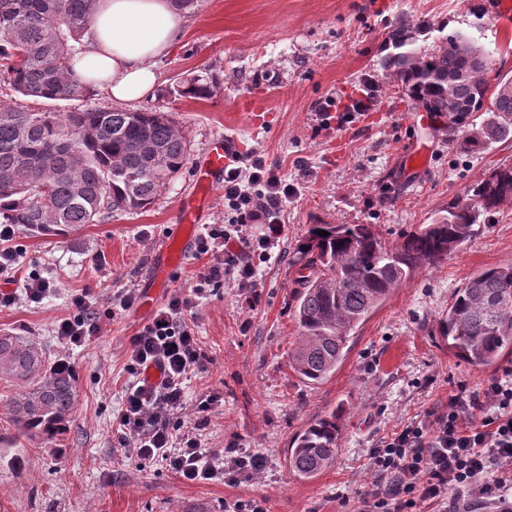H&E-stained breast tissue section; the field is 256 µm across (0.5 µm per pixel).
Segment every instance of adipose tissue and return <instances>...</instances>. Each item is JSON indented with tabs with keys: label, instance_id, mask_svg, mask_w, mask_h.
Masks as SVG:
<instances>
[{
	"label": "adipose tissue",
	"instance_id": "adipose-tissue-1",
	"mask_svg": "<svg viewBox=\"0 0 512 512\" xmlns=\"http://www.w3.org/2000/svg\"><path fill=\"white\" fill-rule=\"evenodd\" d=\"M181 26L173 0H99L91 43L74 67L113 100L138 101L155 88L151 62L171 49Z\"/></svg>",
	"mask_w": 512,
	"mask_h": 512
}]
</instances>
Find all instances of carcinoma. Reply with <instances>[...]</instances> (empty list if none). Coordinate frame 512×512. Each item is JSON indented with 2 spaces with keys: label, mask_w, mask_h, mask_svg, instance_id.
Listing matches in <instances>:
<instances>
[{
  "label": "carcinoma",
  "mask_w": 512,
  "mask_h": 512,
  "mask_svg": "<svg viewBox=\"0 0 512 512\" xmlns=\"http://www.w3.org/2000/svg\"><path fill=\"white\" fill-rule=\"evenodd\" d=\"M97 0H0V79L22 97L79 100L92 84L73 71L82 53ZM388 57L397 84L438 115L471 104L487 118L462 137L460 148L480 153L512 138V89H489L490 56L466 77L448 43ZM171 93L200 99L211 86L199 76L177 82ZM189 142L163 111L90 108L34 111L0 102V224H20L33 236H65L97 224L114 210L148 209L183 170ZM512 202V166L492 171L432 221L401 234L387 247L370 224H312L299 247L293 294L298 341L289 366L308 384L336 374L351 332L422 264L435 265L471 241L479 216ZM324 230L328 235L318 234ZM450 351L473 368H487L512 351V266L474 273L440 319ZM23 387L13 401V424L22 434L54 439L66 431L77 401L70 364L51 361L34 338L0 329V381ZM339 416L309 421L288 450L300 479L317 477L336 460Z\"/></svg>",
  "instance_id": "cac0c4a2"
}]
</instances>
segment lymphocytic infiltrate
I'll list each match as a JSON object with an SVG mask.
<instances>
[{
    "instance_id": "1",
    "label": "lymphocytic infiltrate",
    "mask_w": 512,
    "mask_h": 512,
    "mask_svg": "<svg viewBox=\"0 0 512 512\" xmlns=\"http://www.w3.org/2000/svg\"><path fill=\"white\" fill-rule=\"evenodd\" d=\"M297 192L257 152L234 157L224 174V207L231 217L208 225L198 240L199 253L210 258L198 287L175 294L129 339L128 369L137 380L113 421L118 443L141 460L162 463L181 481L234 484L264 467L261 454L204 447L197 427H181L175 417L186 406L189 373L205 360L189 313L205 287H223L228 279L255 287L261 264L279 245L281 214ZM72 305L73 313L54 327L67 348L85 345L100 331L88 294L75 296ZM153 368L160 378L149 388L145 376ZM370 459L363 512H415L425 502L462 512L465 500L512 512V371L480 393H450L446 409L427 410L383 438Z\"/></svg>"
}]
</instances>
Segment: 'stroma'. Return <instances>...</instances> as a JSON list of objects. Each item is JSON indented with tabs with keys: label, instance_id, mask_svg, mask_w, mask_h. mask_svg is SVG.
<instances>
[{
	"label": "stroma",
	"instance_id": "stroma-1",
	"mask_svg": "<svg viewBox=\"0 0 512 512\" xmlns=\"http://www.w3.org/2000/svg\"><path fill=\"white\" fill-rule=\"evenodd\" d=\"M491 0H195L182 13L179 36L157 58L158 82L137 103L119 105L102 89L86 100L27 99L32 110L71 112L90 107L160 108L184 129L189 154L182 173L147 210L116 211L67 236H32L17 229L13 279L0 289L22 290L28 274L53 282L39 305L0 311V329L33 336L51 359L76 371L78 398L66 431L56 439L18 436L11 403L18 386L0 382V512H224L238 498L262 497L268 512H349L371 480L369 453L396 428L448 394L481 391L512 370V353L475 369L445 347L438 322L454 292L482 269L512 265V205L480 216L464 249L437 266H422L402 281L349 341L330 380L310 385L288 365L298 336L290 307L299 269L298 248L313 224H370L394 246L401 232L430 223L494 169L512 166V141L477 155L460 151L483 113L449 129L447 117L427 129L420 105L399 91L384 62L394 52L389 31L413 24L410 46L429 50L458 32L493 56L496 73L512 78V17H493ZM201 76L210 96L170 94L177 80ZM374 106L351 109L367 87ZM235 137L243 152H258L300 191L283 212L281 255L263 264L257 287L233 281L204 296L193 322L208 359L186 383L185 421L195 401L215 391L208 414L209 448H246L263 455L259 477L234 485L185 483L162 464L116 448L112 416L123 402L128 340L175 292L196 285L204 262L189 256L170 287L150 285L152 260L212 142ZM429 152L425 170L408 171L414 149ZM103 264H96L97 255ZM121 288L138 299L112 313ZM89 292L101 330L84 346L62 348L55 323L72 313V298ZM340 412L334 465L304 481L288 467V450L311 419Z\"/></svg>",
	"mask_w": 512,
	"mask_h": 512
}]
</instances>
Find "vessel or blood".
<instances>
[{
  "label": "vessel or blood",
  "mask_w": 512,
  "mask_h": 512,
  "mask_svg": "<svg viewBox=\"0 0 512 512\" xmlns=\"http://www.w3.org/2000/svg\"><path fill=\"white\" fill-rule=\"evenodd\" d=\"M240 151L239 144L228 137L217 139L200 167L195 192L183 205L181 221L156 251L153 280L155 287H167L188 254L193 235L201 223L211 197L212 188L219 183L224 169Z\"/></svg>",
  "instance_id": "b4317fda"
}]
</instances>
